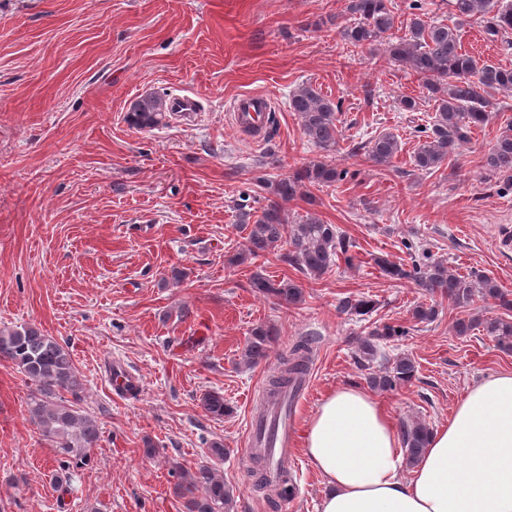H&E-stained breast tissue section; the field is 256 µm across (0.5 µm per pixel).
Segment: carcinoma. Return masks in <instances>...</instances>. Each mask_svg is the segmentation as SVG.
Wrapping results in <instances>:
<instances>
[{
    "mask_svg": "<svg viewBox=\"0 0 512 512\" xmlns=\"http://www.w3.org/2000/svg\"><path fill=\"white\" fill-rule=\"evenodd\" d=\"M454 22L427 20L426 14H411L406 27L408 34L390 40L395 28L392 0H346L345 12L354 22L340 30L343 41L353 46L372 45L387 41V51L394 63L424 79L423 87L434 101V116L430 125L420 129L423 133L413 155L414 166L430 171L441 167L467 145L475 129L485 126L490 118L488 94L492 91H512V68L497 63L482 62L462 49L461 31L472 20L483 23L484 33L498 41L504 50L512 49V0H450ZM288 106L300 124L302 135L308 142L325 153L336 151L339 142L337 126L341 102L322 95L310 84L297 87L289 97ZM166 99L150 93L135 99L127 112L131 127L139 130L154 129L165 124ZM368 160L378 167L392 163L400 149L396 135L380 133L363 146ZM488 169L512 179V132L501 134L486 157ZM343 176L335 166L322 161L311 162L291 175L285 176L271 188L273 198L256 215L240 209L238 223L246 225L248 247L235 254L231 263L241 265L270 246L286 240L291 249V261L306 276L320 277L339 260L351 262L352 247L336 225L326 224L309 216L295 224L288 222L284 205L302 195V189L325 185ZM380 272L391 279H413L418 287L431 296L448 300L458 308L468 306L475 297L493 300L508 310L512 308V294L495 277L471 271L461 275L448 269L447 264L436 261L424 269L395 263L386 257L375 259ZM253 291L263 297H273L285 304L302 301L303 288L294 281H272L255 274L251 281ZM374 304L366 299L346 297L339 302L343 313L364 316ZM413 318L431 322L438 316L433 304L421 303L412 311ZM484 330L496 337L498 343L512 349V321L503 319L485 322ZM403 331L384 325L361 340L358 363L368 368L379 356L376 340L400 336ZM275 334L269 327L252 329L242 352L248 364H257L268 356ZM313 350L300 340L280 360L276 375L269 381L268 395L280 398L286 405L296 397L301 381L307 376ZM0 359L12 362L34 385L29 402L30 420L50 441L61 470L73 461L87 459L98 440L95 420L82 413L62 393L77 395L82 389L81 374L75 366L68 347L45 334L35 325L0 330ZM416 362L409 356L396 358L390 366L367 377L370 387L391 391L415 379ZM204 411L222 418L230 412L224 395L212 391L201 398ZM431 429L420 420L401 423V435L407 464L421 457ZM253 486L268 500L273 497L286 500L293 495L288 471H283L277 483H271L264 470L250 472ZM176 491L188 497L186 512H230L233 501L231 489L218 471L200 466L193 471L180 472Z\"/></svg>",
    "mask_w": 512,
    "mask_h": 512,
    "instance_id": "cac0c4a2",
    "label": "carcinoma"
}]
</instances>
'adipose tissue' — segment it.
Returning <instances> with one entry per match:
<instances>
[{"instance_id": "1", "label": "adipose tissue", "mask_w": 512, "mask_h": 512, "mask_svg": "<svg viewBox=\"0 0 512 512\" xmlns=\"http://www.w3.org/2000/svg\"><path fill=\"white\" fill-rule=\"evenodd\" d=\"M302 447L326 486L320 512H512V371L468 389L410 477L395 422L356 387L327 395Z\"/></svg>"}]
</instances>
